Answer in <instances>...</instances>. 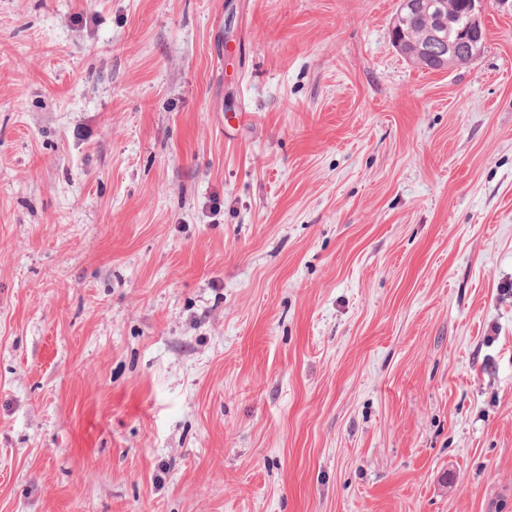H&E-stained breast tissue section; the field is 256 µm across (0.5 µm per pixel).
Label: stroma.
<instances>
[{
    "mask_svg": "<svg viewBox=\"0 0 512 512\" xmlns=\"http://www.w3.org/2000/svg\"><path fill=\"white\" fill-rule=\"evenodd\" d=\"M397 6L0 0V512H512V6ZM485 1L465 0L462 12L457 15L448 10L446 0H398L390 28L392 44L409 61L422 66L428 62L438 71L469 64L479 55L485 42L481 20ZM417 15L427 17L432 25L428 28V20L423 16L412 18ZM402 26L406 39L414 40H419L428 28L424 43L418 45L399 38L397 32Z\"/></svg>",
    "mask_w": 512,
    "mask_h": 512,
    "instance_id": "obj_1",
    "label": "stroma"
}]
</instances>
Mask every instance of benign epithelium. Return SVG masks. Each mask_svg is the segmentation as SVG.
I'll use <instances>...</instances> for the list:
<instances>
[{
  "label": "benign epithelium",
  "mask_w": 512,
  "mask_h": 512,
  "mask_svg": "<svg viewBox=\"0 0 512 512\" xmlns=\"http://www.w3.org/2000/svg\"><path fill=\"white\" fill-rule=\"evenodd\" d=\"M485 0H465L463 10H448V0H398L391 26L393 46L409 61L419 65L427 62L438 71L472 62L485 42L481 20ZM423 15L431 21L423 44L409 43L397 32L410 18Z\"/></svg>",
  "instance_id": "1"
}]
</instances>
